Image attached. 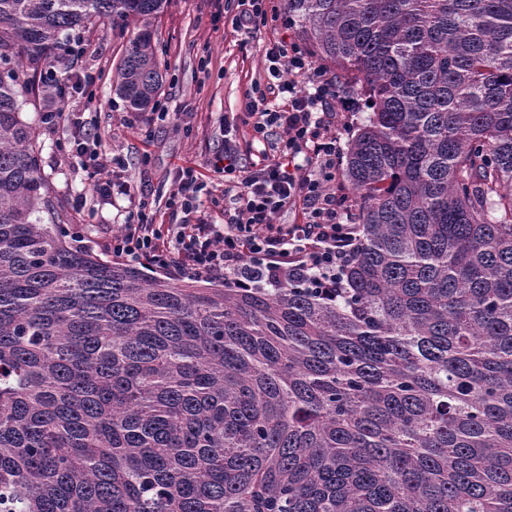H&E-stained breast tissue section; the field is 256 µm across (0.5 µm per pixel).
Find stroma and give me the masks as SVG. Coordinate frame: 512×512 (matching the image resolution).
I'll return each mask as SVG.
<instances>
[{
	"label": "stroma",
	"mask_w": 512,
	"mask_h": 512,
	"mask_svg": "<svg viewBox=\"0 0 512 512\" xmlns=\"http://www.w3.org/2000/svg\"><path fill=\"white\" fill-rule=\"evenodd\" d=\"M266 5L275 9L276 21L253 23L244 35L237 28L240 8L235 0H168L164 13L152 22L163 71L154 113L130 111L112 85L138 25L98 26L85 34L78 54L57 62V70L94 76L90 97H69L61 106L88 109L103 143L125 159L130 196L109 202L94 198L92 180L59 148L68 130L43 129V101L23 106V119L38 130L41 171L55 208L64 224L87 225L88 247L95 254H102L105 239L124 223L132 201L145 202L151 212L164 210L178 169L185 165L204 173L198 202L215 223H223L224 207L232 202L222 172L224 122L244 112L252 87L272 83L268 45L297 38L284 0H267Z\"/></svg>",
	"instance_id": "35a3bbf8"
}]
</instances>
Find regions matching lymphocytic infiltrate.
<instances>
[{"label":"lymphocytic infiltrate","mask_w":512,"mask_h":512,"mask_svg":"<svg viewBox=\"0 0 512 512\" xmlns=\"http://www.w3.org/2000/svg\"><path fill=\"white\" fill-rule=\"evenodd\" d=\"M266 55L289 74L278 87L284 102L272 106L264 91L255 90L242 121L262 138L278 131L277 156L249 168L239 166V146L231 136L235 125L225 122L223 171L236 188L234 211L225 213L223 223H209L196 204L203 175L195 167H183L166 203L180 214V223L159 224L145 206L133 208L104 243L113 257L176 277L220 281L225 271L238 269L239 288L250 287L257 275L274 286L294 273L313 287H335L340 265L358 239L357 225L345 220L347 196L337 178L341 146L330 118L338 97L336 80L299 43L273 42ZM45 76L56 104L43 112L42 121L70 131L61 150L78 159L96 197L130 195L122 160L91 134L87 118L58 106L67 94H86L93 77L77 71L62 76L52 67ZM287 210L294 211L297 223H275V216Z\"/></svg>","instance_id":"1"}]
</instances>
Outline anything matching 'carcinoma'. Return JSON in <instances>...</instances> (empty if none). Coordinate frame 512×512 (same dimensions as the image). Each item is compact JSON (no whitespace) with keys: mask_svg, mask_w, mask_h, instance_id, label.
I'll list each match as a JSON object with an SVG mask.
<instances>
[{"mask_svg":"<svg viewBox=\"0 0 512 512\" xmlns=\"http://www.w3.org/2000/svg\"><path fill=\"white\" fill-rule=\"evenodd\" d=\"M166 3L0 0V512H512V0H285L371 102L329 293L67 239L25 97L133 21L113 82L147 111Z\"/></svg>","mask_w":512,"mask_h":512,"instance_id":"1","label":"carcinoma"}]
</instances>
